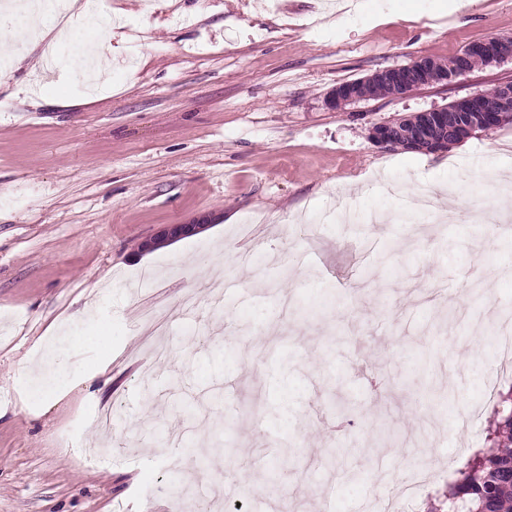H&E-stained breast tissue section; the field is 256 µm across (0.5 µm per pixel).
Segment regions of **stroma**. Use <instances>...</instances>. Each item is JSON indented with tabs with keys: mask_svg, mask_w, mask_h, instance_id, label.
Segmentation results:
<instances>
[{
	"mask_svg": "<svg viewBox=\"0 0 512 512\" xmlns=\"http://www.w3.org/2000/svg\"><path fill=\"white\" fill-rule=\"evenodd\" d=\"M58 15L45 0L42 40L0 54V512H188L177 474L219 485L214 512H386L413 461L436 474L415 489L425 512L469 445L452 411L476 408L480 448L494 415L463 361L497 366L512 234L476 239L462 218L512 199V123L437 153L368 129L512 82V59L342 112L325 98L512 35V0H96L42 82ZM90 33L120 48L94 88L75 66ZM45 347L70 357L62 393L24 401ZM107 407L108 438L90 426ZM102 444L111 460L83 456ZM201 225L204 224H165L157 233L149 239H146L144 247L149 249L153 245L155 238H165L167 241H174L177 239L193 236L196 232L201 230Z\"/></svg>",
	"mask_w": 512,
	"mask_h": 512,
	"instance_id": "35a3bbf8",
	"label": "stroma"
}]
</instances>
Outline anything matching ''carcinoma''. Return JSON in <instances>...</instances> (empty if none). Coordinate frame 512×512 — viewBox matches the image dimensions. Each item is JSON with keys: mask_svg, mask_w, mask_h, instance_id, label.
Returning a JSON list of instances; mask_svg holds the SVG:
<instances>
[{"mask_svg": "<svg viewBox=\"0 0 512 512\" xmlns=\"http://www.w3.org/2000/svg\"><path fill=\"white\" fill-rule=\"evenodd\" d=\"M488 442L448 483L431 512H512V387L497 394Z\"/></svg>", "mask_w": 512, "mask_h": 512, "instance_id": "carcinoma-1", "label": "carcinoma"}]
</instances>
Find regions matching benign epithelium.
Here are the masks:
<instances>
[{"label": "benign epithelium", "instance_id": "1", "mask_svg": "<svg viewBox=\"0 0 512 512\" xmlns=\"http://www.w3.org/2000/svg\"><path fill=\"white\" fill-rule=\"evenodd\" d=\"M460 60L454 67V76L466 73L464 61L480 58L489 65H496L512 57V44L502 40L481 38L466 45L459 54ZM429 80L431 86L448 84V63L434 57L420 56L415 59L412 69L401 66L379 69L366 77L336 84L328 93L325 103L328 107L340 110L348 104L369 100L381 86L388 87L393 95L404 96L414 83ZM480 110L479 118L486 127H494L507 119H512V83L500 85L495 96L485 98L480 94L461 98L455 108H435L400 117L399 127L387 122L377 123L369 129V139L380 148H390L398 144L407 150L417 152L443 151L448 147V139L465 130L472 129L471 111ZM201 230L198 224H165L155 237L168 241L189 237Z\"/></svg>", "mask_w": 512, "mask_h": 512}]
</instances>
